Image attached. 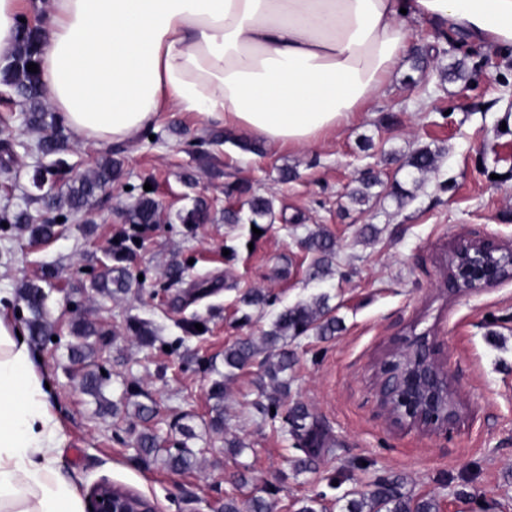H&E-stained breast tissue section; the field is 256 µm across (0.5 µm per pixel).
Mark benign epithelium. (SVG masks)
<instances>
[{
	"mask_svg": "<svg viewBox=\"0 0 512 512\" xmlns=\"http://www.w3.org/2000/svg\"><path fill=\"white\" fill-rule=\"evenodd\" d=\"M449 280L456 291H478L512 278V250L492 240H461L452 251ZM379 392L398 424L448 430L458 403L447 370L435 357L425 333L405 338L379 367ZM87 512H157L154 503L107 478L87 493Z\"/></svg>",
	"mask_w": 512,
	"mask_h": 512,
	"instance_id": "obj_1",
	"label": "benign epithelium"
}]
</instances>
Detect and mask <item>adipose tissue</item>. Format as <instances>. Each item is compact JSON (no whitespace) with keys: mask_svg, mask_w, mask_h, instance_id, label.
<instances>
[{"mask_svg":"<svg viewBox=\"0 0 512 512\" xmlns=\"http://www.w3.org/2000/svg\"><path fill=\"white\" fill-rule=\"evenodd\" d=\"M512 44V0H49L39 71L80 139L122 142L172 108L305 147L390 85L406 18ZM0 293V512H83L66 437Z\"/></svg>","mask_w":512,"mask_h":512,"instance_id":"obj_1","label":"adipose tissue"}]
</instances>
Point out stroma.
Masks as SVG:
<instances>
[{"instance_id":"35a3bbf8","label":"stroma","mask_w":512,"mask_h":512,"mask_svg":"<svg viewBox=\"0 0 512 512\" xmlns=\"http://www.w3.org/2000/svg\"><path fill=\"white\" fill-rule=\"evenodd\" d=\"M412 46H430L425 77L409 85L408 63L350 123L314 145L243 150L245 132L223 119L167 110L149 131L125 142L94 144L68 136L69 178L98 162L120 161L121 172L91 208L74 213L50 240L15 226L0 232V289L14 297L17 324L29 313L25 283L45 267L50 283L51 338L31 343L36 368L51 385L49 405L67 435L56 468L79 494L107 478L154 501L158 512H221L225 498L268 497L270 512H297L303 499L323 494L326 512H343L340 498L383 478H400L402 490L435 498L440 512H512V278L470 293L448 288V256L459 238H489L512 248V45L468 38L425 19L407 23ZM463 66L467 80L440 73ZM20 107L0 99V130L20 146L10 173L0 172V207L34 194L35 169L52 159L35 149L38 133L25 129ZM394 123H386L387 115ZM438 154L437 168L397 203L390 188L406 179L403 162L417 148ZM291 168L293 180L280 182ZM380 184L361 203L350 194L363 168ZM250 183L272 199L273 214L259 238L246 224L224 222V191ZM151 185L163 219L140 233L143 249L127 260L126 293L108 298L91 280L109 262L114 238L130 233L126 215L142 185ZM210 219L192 226L177 215L195 199ZM323 229L336 243L327 275L314 276L312 256L300 245ZM234 248V257L224 249ZM181 283L167 285L170 268ZM255 290L269 305L244 307ZM327 295L342 322L335 336L316 334L290 342L297 361L288 373V402L303 403L333 446L315 471L301 457L282 420L263 418L260 383L252 362L224 374V350L237 340H260L277 311ZM101 328L96 362L109 374L107 399L119 400L135 384L137 402L121 403L118 416L97 414L80 388L82 364L71 363V322ZM149 322L153 344L129 329ZM199 320L202 332L182 323ZM430 332L438 359L452 378L459 416L447 431L395 424L382 407L376 368L396 342ZM224 383V429L210 426L213 381ZM153 409L141 419L137 404ZM156 433L164 447L187 442L197 465L173 471L162 457L139 454L133 433ZM243 442L241 453L225 448Z\"/></svg>"}]
</instances>
